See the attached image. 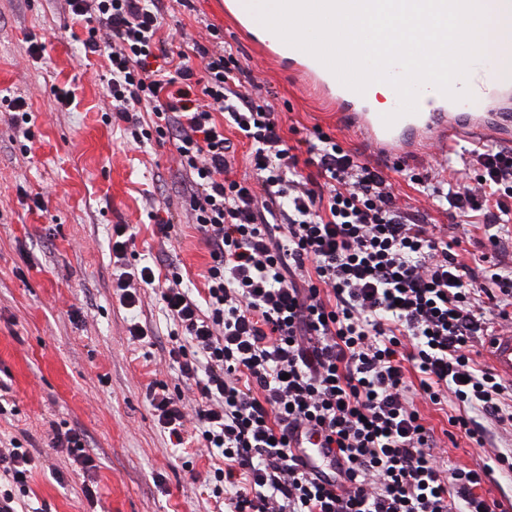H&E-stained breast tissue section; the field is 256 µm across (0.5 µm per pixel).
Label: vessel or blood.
Returning <instances> with one entry per match:
<instances>
[{"instance_id":"b4317fda","label":"vessel or blood","mask_w":512,"mask_h":512,"mask_svg":"<svg viewBox=\"0 0 512 512\" xmlns=\"http://www.w3.org/2000/svg\"><path fill=\"white\" fill-rule=\"evenodd\" d=\"M263 47L272 57L287 59L305 88L331 102L340 122L353 129L377 156L389 161L418 157L434 143L449 144L478 135L512 141V56L505 53L496 56L494 80L471 75L455 83L456 90H476L485 100V111H468L462 102L451 100L427 85L420 91L417 112L402 116L388 126L369 95L344 86L314 56L268 40ZM487 351L494 370L512 380V329L490 336Z\"/></svg>"}]
</instances>
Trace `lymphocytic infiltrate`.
Segmentation results:
<instances>
[{"label":"lymphocytic infiltrate","instance_id":"f902f5d3","mask_svg":"<svg viewBox=\"0 0 512 512\" xmlns=\"http://www.w3.org/2000/svg\"><path fill=\"white\" fill-rule=\"evenodd\" d=\"M70 6L87 53L109 36L112 115L134 141L173 140L191 175L187 201L211 258L204 296L177 272L159 287L174 325L168 357L196 406L161 383L149 397L172 445L183 447L187 425L199 431L214 496L234 488L228 512H493L476 489L493 469L511 471L512 456L444 469L415 401L454 396L451 425L480 446L486 432L470 410L512 424L505 381L472 356L479 301L495 289L512 302V267L480 281L398 206L381 171L329 136L309 148L318 177L299 174L272 106L243 91L245 68L219 30L213 46L173 57L164 0ZM228 127L250 142L256 181L228 178ZM480 163L449 196L486 209L494 229L512 213V151L484 150ZM307 434L321 438L327 469L295 452ZM31 467L25 449L0 451V512H17Z\"/></svg>","mask_w":512,"mask_h":512}]
</instances>
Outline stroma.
<instances>
[{
    "instance_id": "stroma-1",
    "label": "stroma",
    "mask_w": 512,
    "mask_h": 512,
    "mask_svg": "<svg viewBox=\"0 0 512 512\" xmlns=\"http://www.w3.org/2000/svg\"><path fill=\"white\" fill-rule=\"evenodd\" d=\"M162 25L176 53L190 51L195 40L208 43L209 27L222 30L252 68L260 96L273 104L303 175L316 169L306 165L301 142L322 131L381 170L407 213L460 240V261L478 275L493 263L512 265V239L492 249L482 213L461 223L455 210L426 203L410 180L426 174L440 188L455 172L475 176L473 144L387 162L369 154L287 63L240 36L224 16V0H193L189 9L170 0ZM85 37L68 0H0V98H22L32 114L23 135L0 112V448L15 441L33 457L25 501L39 512H217L203 482L210 458L172 447L150 404L152 384L183 385L166 353L170 323L158 291L142 289L129 309L113 290L116 224L134 230L136 264L159 275L177 265L186 285L203 289L211 259L182 196L189 176L172 143L140 148L125 123L103 122L111 102L107 55L85 54ZM34 45L41 57L31 54ZM157 209L172 216L171 237L150 220ZM134 324L145 331L143 341H131ZM417 408L446 445L448 469L473 468L512 450V427L483 419L489 437L481 448L452 427L455 399L421 400ZM71 427L85 435L90 469L54 443L56 430ZM87 483L98 490L91 501L82 492Z\"/></svg>"
}]
</instances>
